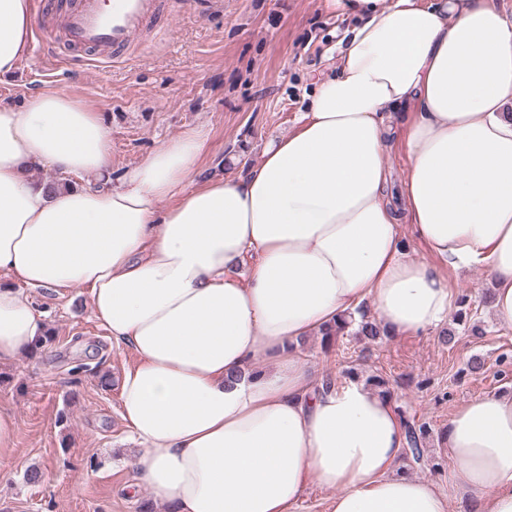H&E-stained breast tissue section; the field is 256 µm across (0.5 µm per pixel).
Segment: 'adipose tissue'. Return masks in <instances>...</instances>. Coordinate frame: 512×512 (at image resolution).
Masks as SVG:
<instances>
[{
  "label": "adipose tissue",
  "instance_id": "obj_1",
  "mask_svg": "<svg viewBox=\"0 0 512 512\" xmlns=\"http://www.w3.org/2000/svg\"><path fill=\"white\" fill-rule=\"evenodd\" d=\"M298 127L238 179L188 181L208 134L185 131L112 173V130L57 91L0 105V363L46 332L29 288H88L137 362L120 415L140 486L170 512H512V391L448 418V485L397 474L390 398L324 386L300 338L371 302L395 336L444 323L449 269L485 270L512 326V21L495 0H354ZM30 0H0V76L29 53ZM410 119L403 210L387 198L390 111ZM49 169L54 181L35 180ZM104 177L101 187L78 177ZM410 224L426 254L400 245ZM249 263L247 277L235 269Z\"/></svg>",
  "mask_w": 512,
  "mask_h": 512
}]
</instances>
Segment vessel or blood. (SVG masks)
Returning <instances> with one entry per match:
<instances>
[{"label": "vessel or blood", "mask_w": 512, "mask_h": 512, "mask_svg": "<svg viewBox=\"0 0 512 512\" xmlns=\"http://www.w3.org/2000/svg\"><path fill=\"white\" fill-rule=\"evenodd\" d=\"M164 14L163 0H81L66 16V41L86 65L107 68L136 52L145 22Z\"/></svg>", "instance_id": "obj_1"}]
</instances>
